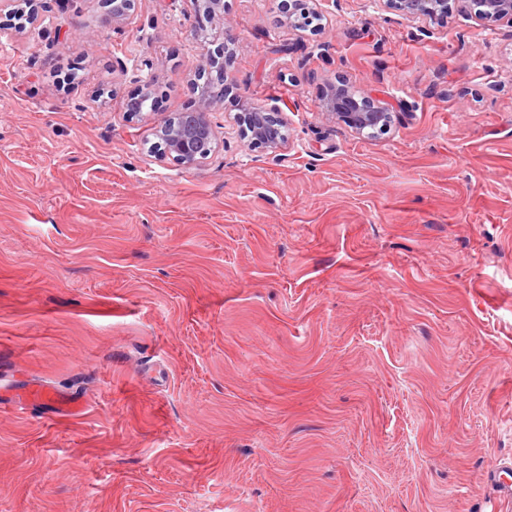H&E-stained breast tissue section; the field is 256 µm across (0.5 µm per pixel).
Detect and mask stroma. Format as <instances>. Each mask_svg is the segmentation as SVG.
<instances>
[{"label": "stroma", "mask_w": 512, "mask_h": 512, "mask_svg": "<svg viewBox=\"0 0 512 512\" xmlns=\"http://www.w3.org/2000/svg\"><path fill=\"white\" fill-rule=\"evenodd\" d=\"M224 0L240 98L188 168L194 0L0 8V512H482L512 462V23ZM386 134L320 112L330 82ZM150 85L155 111L127 114ZM241 114L238 120L243 122L244 131L253 144L274 152L285 145L286 136L282 133L285 122L274 117L271 112L261 106H252L250 112ZM19 399L25 403L35 401L46 404L55 410V414L60 416H74L84 409L83 401L71 399L44 385L28 387L20 393ZM484 482L497 487L498 498L512 499V467L491 465L484 474Z\"/></svg>", "instance_id": "stroma-1"}]
</instances>
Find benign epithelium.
<instances>
[{
	"label": "benign epithelium",
	"instance_id": "obj_1",
	"mask_svg": "<svg viewBox=\"0 0 512 512\" xmlns=\"http://www.w3.org/2000/svg\"><path fill=\"white\" fill-rule=\"evenodd\" d=\"M396 3L402 14L408 18H432L448 10V0H387ZM482 14L512 22V0H480ZM113 23L123 21L133 7V0H105ZM199 14L196 33L207 32V22L224 18V0H196ZM224 48L203 54L204 64L197 74L199 104L196 108L179 112L167 120L159 130L163 139V153L171 155L184 166L191 168L211 154L218 138L211 114L223 105L225 95L238 90L236 84L224 75ZM323 111L335 116L357 134L378 127L388 128L393 120L389 108L364 98L358 100L347 94L341 86H332L329 94L320 103ZM244 124V131L251 142L260 147L277 151L285 145L282 133L285 122L277 119L261 106L238 117Z\"/></svg>",
	"mask_w": 512,
	"mask_h": 512
}]
</instances>
